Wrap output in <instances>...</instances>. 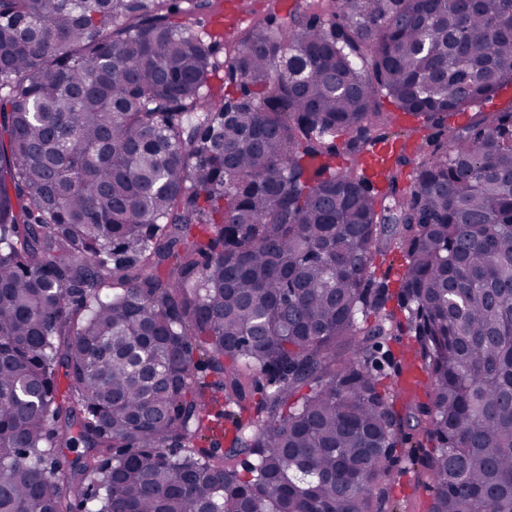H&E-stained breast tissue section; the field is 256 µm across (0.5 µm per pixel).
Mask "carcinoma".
<instances>
[{"label": "carcinoma", "mask_w": 512, "mask_h": 512, "mask_svg": "<svg viewBox=\"0 0 512 512\" xmlns=\"http://www.w3.org/2000/svg\"><path fill=\"white\" fill-rule=\"evenodd\" d=\"M212 15L0 0V512H512V0ZM408 339V336H388L386 340H382L376 353L375 369L382 374H393V365L389 353L398 356L399 352L405 349L402 345L407 344ZM406 433L407 444L394 454L391 497L385 512H428L436 490L427 471L418 464L412 465L404 453L411 445H417L421 437L412 429Z\"/></svg>", "instance_id": "obj_1"}]
</instances>
